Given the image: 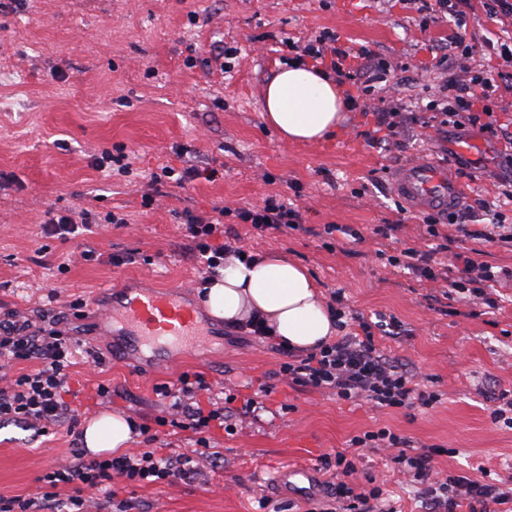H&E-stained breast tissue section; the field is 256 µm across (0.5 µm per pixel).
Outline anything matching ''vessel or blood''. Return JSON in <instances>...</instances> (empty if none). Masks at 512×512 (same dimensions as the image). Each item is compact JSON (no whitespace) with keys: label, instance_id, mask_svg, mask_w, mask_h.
<instances>
[{"label":"vessel or blood","instance_id":"1","mask_svg":"<svg viewBox=\"0 0 512 512\" xmlns=\"http://www.w3.org/2000/svg\"><path fill=\"white\" fill-rule=\"evenodd\" d=\"M394 188L416 208L441 210L451 206L460 188L451 174L432 165H419L399 173ZM112 297L119 306L124 334L144 337L155 345L184 344L198 335L201 320L184 294L166 289L116 287Z\"/></svg>","mask_w":512,"mask_h":512}]
</instances>
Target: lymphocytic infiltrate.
<instances>
[{
    "instance_id": "obj_1",
    "label": "lymphocytic infiltrate",
    "mask_w": 512,
    "mask_h": 512,
    "mask_svg": "<svg viewBox=\"0 0 512 512\" xmlns=\"http://www.w3.org/2000/svg\"><path fill=\"white\" fill-rule=\"evenodd\" d=\"M302 51L316 59L330 58L337 77L350 79L343 63L351 49L341 44L335 32H320L304 44ZM487 84V78L471 74L465 58L449 62L448 74L434 104L438 126L480 127L489 137L499 140L505 152L511 153L512 130L502 127L496 112L482 103L481 90ZM473 210V205L464 202L448 213L426 214L421 222L432 237L438 236L440 226L448 223L487 243H512V225L505 223L502 213L488 206L483 212L489 215V224L481 230L469 231ZM228 216L261 233L299 231L304 224L301 211L278 193L267 195L258 206L224 207L214 215L184 209L180 215L182 233L211 277L223 266L225 256L242 254L241 248L217 241L225 233L224 219ZM387 261L393 267L412 270L425 280L445 282L449 293L458 299H481L491 308L496 305L486 288L498 280V272L469 256L456 255L454 263L439 271L431 265L428 252L415 247L388 256ZM329 310L339 330L336 340L307 354L277 344L283 360L274 372L275 377L311 390L331 392L343 402L366 400L384 410L416 406L429 409L441 402L440 391L420 385L417 375L406 365L377 348L371 324L352 317L341 294H334ZM82 313V301L74 300L36 321L14 311L0 317V420L25 423L42 435L61 427L75 429L65 396L78 345L64 326ZM24 363L29 364V371H21ZM158 393L173 399L174 414L156 418V425L191 432L198 447L196 456L162 454L154 448L108 458L87 459L79 455L45 473L39 492L28 496L0 495V512H56L59 491L64 487L70 490L66 503L71 512H109L115 498V482L145 487L193 478L197 473L194 458L216 466L221 463L219 453L210 446L213 431L229 428L234 418L249 415L255 408L251 399L244 400L238 408L225 407L223 398L214 394L211 382L201 373L180 374L174 382L160 385ZM363 448L391 452L393 462L400 465L404 474L426 483L428 512H452L457 498L462 496L481 504L482 512L512 503V492L501 491L496 485L461 475L442 476L439 459L446 455V448H414L407 437L384 426L354 435L347 447L322 455V469L343 476L342 481L330 486L340 512H384L379 486L367 488L351 481L357 472L358 452Z\"/></svg>"
}]
</instances>
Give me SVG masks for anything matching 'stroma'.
I'll return each instance as SVG.
<instances>
[{"label":"stroma","instance_id":"obj_1","mask_svg":"<svg viewBox=\"0 0 512 512\" xmlns=\"http://www.w3.org/2000/svg\"><path fill=\"white\" fill-rule=\"evenodd\" d=\"M351 48L367 46L382 64L417 121L402 147L377 128L360 106L361 85L344 82L358 104L336 136L310 145L285 142L262 117V89L280 65L319 31ZM507 28L487 23L480 0L465 13L434 22L409 0H0V309L31 317L83 298L87 316L71 334L83 356L70 371L71 407L79 425L101 413L136 422L168 415L156 386L184 371H201L225 384L238 400L260 396L264 406L237 419L232 431L212 435L220 468L201 465L193 480L126 487L117 497L142 512H271L298 504L321 512L330 499L320 458L354 435L381 426L415 445H442L443 474L512 485V429L492 423L490 393L512 398V280L494 292L496 312L449 299L427 303L430 282L386 266L374 254L376 230L401 223L397 248L413 245L423 228L393 188L396 175L422 162L447 169L461 184V201L493 199L498 180L512 179V161L477 128H429L430 102L448 69L451 44L469 50L470 64L512 70L495 45ZM233 48L228 70L214 63L220 47ZM223 168V176L176 186L165 180L154 205L142 204L151 173L182 170V149ZM124 151L128 172L99 169L101 152ZM269 193L294 199L307 231L257 235L234 230L250 252L276 250L304 267L324 296L342 292L353 314L377 322L394 317L398 336L375 342L444 396L431 410L383 411L347 403L272 378L280 362L269 347L210 321V334L170 356L153 372L150 353L105 320L106 289L186 288L202 306L199 265L178 228L184 208L252 207ZM92 210L126 215L124 225L60 240L47 236L48 212ZM327 224L356 229L359 240L339 248ZM447 254L477 249L494 268H512V247L486 243L442 227ZM103 261H85L83 246ZM127 257L115 266L109 258ZM112 389L111 400L96 388ZM65 429L35 435L25 424L0 421V494L37 492L40 477L71 456ZM309 468V478L280 479ZM376 478L389 512H426L421 485L408 481L388 453L364 449L359 480Z\"/></svg>","mask_w":512,"mask_h":512}]
</instances>
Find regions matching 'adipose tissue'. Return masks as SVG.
<instances>
[{"label":"adipose tissue","mask_w":512,"mask_h":512,"mask_svg":"<svg viewBox=\"0 0 512 512\" xmlns=\"http://www.w3.org/2000/svg\"><path fill=\"white\" fill-rule=\"evenodd\" d=\"M348 103L324 68L303 60L284 64L263 90V118L284 140L312 143L339 132ZM210 315L229 324L263 317L271 336L307 350L336 334L333 319L314 278L295 261L270 251L252 263L228 258L206 290ZM132 439L129 421L102 414L86 427L93 453L121 451Z\"/></svg>","instance_id":"adipose-tissue-1"}]
</instances>
